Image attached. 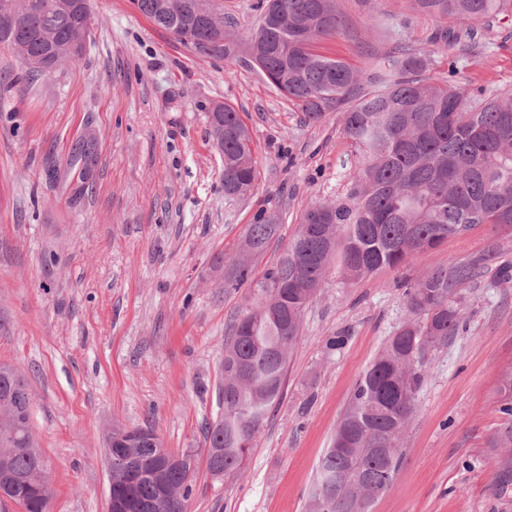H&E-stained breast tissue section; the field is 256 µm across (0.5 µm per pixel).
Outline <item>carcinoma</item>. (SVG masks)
<instances>
[{"instance_id": "1", "label": "carcinoma", "mask_w": 512, "mask_h": 512, "mask_svg": "<svg viewBox=\"0 0 512 512\" xmlns=\"http://www.w3.org/2000/svg\"><path fill=\"white\" fill-rule=\"evenodd\" d=\"M0 17V45L17 52L31 76L50 57L55 66L78 58L71 38L85 16L72 0H10ZM156 26L196 55L232 63L240 43L224 14L196 16L194 0H133ZM418 8L453 17L473 36L508 0H416ZM335 0H268L247 44L253 65L300 110L306 124L345 108L343 135L361 157L347 201L316 204L300 217L287 248L266 271L254 302L224 339V415L204 435L206 465L217 481L238 473L254 440L284 397L288 358L301 339L304 311L335 257L358 282L384 269L399 273L411 318L390 337L356 381L332 447L323 455L307 512H362L392 486L403 462L404 437L417 410L425 374L420 359L464 328L463 289L489 271L512 282V265L496 245L415 272L414 259L460 235L487 227L492 240L512 237V91L467 95L426 74L418 55L388 57L369 89L346 62L312 53L315 41L339 31ZM258 161L238 112L224 105V196L254 192ZM279 217L258 211L233 256L224 259V293L252 277L255 263L278 239ZM498 412L506 421L492 441L512 447V368L500 376ZM32 393L24 377L0 363V483H16L22 512H47L51 488L38 476L31 429ZM161 440L150 427H114L105 434L108 498L132 512H186L196 454L178 455L164 494L150 475Z\"/></svg>"}]
</instances>
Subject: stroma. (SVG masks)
<instances>
[{"mask_svg":"<svg viewBox=\"0 0 512 512\" xmlns=\"http://www.w3.org/2000/svg\"><path fill=\"white\" fill-rule=\"evenodd\" d=\"M340 33L318 53L373 77L395 48L469 90H512V12L488 19L462 54L460 25L415 0H337ZM82 56L29 77L0 47V363L32 395V430L53 490L49 512H107L103 436L151 426L165 448L201 451L220 417L224 338L253 285L284 251L309 206L348 194L355 150L343 113L303 123L246 54L198 57L131 0H92ZM235 108L258 160L251 196H224V161L209 134L217 104ZM93 136L89 179L67 163ZM82 194H75L76 186ZM282 224L253 284L224 291L233 253L258 210ZM476 230L420 258L436 267L487 249ZM398 275L346 284L332 263L288 361L285 397L243 470L193 476L187 512H306L357 379L407 320ZM466 327L427 353L404 464L371 512H512L490 441L503 422L499 378L512 367V283L487 274L465 288ZM348 338L340 349L328 341Z\"/></svg>","mask_w":512,"mask_h":512,"instance_id":"stroma-1","label":"stroma"}]
</instances>
